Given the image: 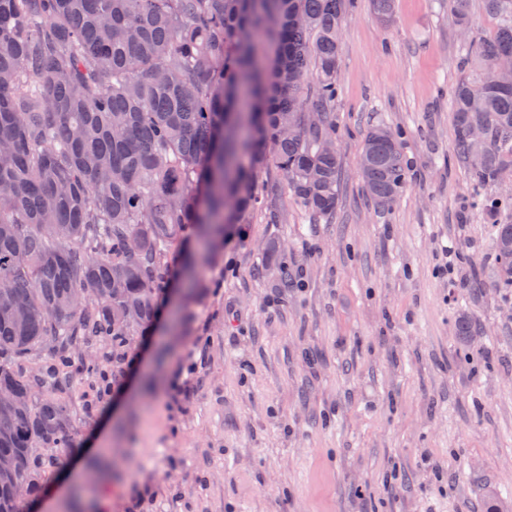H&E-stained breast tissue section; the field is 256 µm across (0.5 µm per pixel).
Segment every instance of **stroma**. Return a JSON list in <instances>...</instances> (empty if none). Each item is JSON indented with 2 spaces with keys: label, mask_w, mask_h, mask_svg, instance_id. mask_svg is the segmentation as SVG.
Here are the masks:
<instances>
[{
  "label": "stroma",
  "mask_w": 512,
  "mask_h": 512,
  "mask_svg": "<svg viewBox=\"0 0 512 512\" xmlns=\"http://www.w3.org/2000/svg\"><path fill=\"white\" fill-rule=\"evenodd\" d=\"M469 9L466 33L448 0H394L387 22L370 0L346 13L336 211L317 220L284 196L278 223L228 225L179 321L159 293L110 391L71 388L79 447L118 451L97 512H485L490 495L512 512V288L495 220L452 159L451 97L477 73L460 47L499 24L483 0ZM378 123L411 165L389 211L360 172ZM272 244L291 289L255 274ZM463 313L478 329L466 343ZM496 224L494 248L498 260V280L505 288H512V222ZM511 254V260L508 259Z\"/></svg>",
  "instance_id": "obj_1"
}]
</instances>
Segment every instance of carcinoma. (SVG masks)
I'll return each mask as SVG.
<instances>
[{
  "instance_id": "cac0c4a2",
  "label": "carcinoma",
  "mask_w": 512,
  "mask_h": 512,
  "mask_svg": "<svg viewBox=\"0 0 512 512\" xmlns=\"http://www.w3.org/2000/svg\"><path fill=\"white\" fill-rule=\"evenodd\" d=\"M495 34L465 43L482 69L512 57V0H484ZM470 27L469 0H453ZM345 0H0V512H23L64 467L77 432L53 391L123 373L133 336L168 288L167 250L190 226L206 252L224 225L276 209V169L316 218L338 202L331 118ZM454 154L477 190L512 169V75L460 80ZM485 129L482 143L470 129ZM479 165L469 163L473 152ZM361 175L382 209L409 178L399 136L366 134ZM491 216L509 198H484ZM512 288V222L496 225ZM280 287L288 257L272 248Z\"/></svg>"
}]
</instances>
